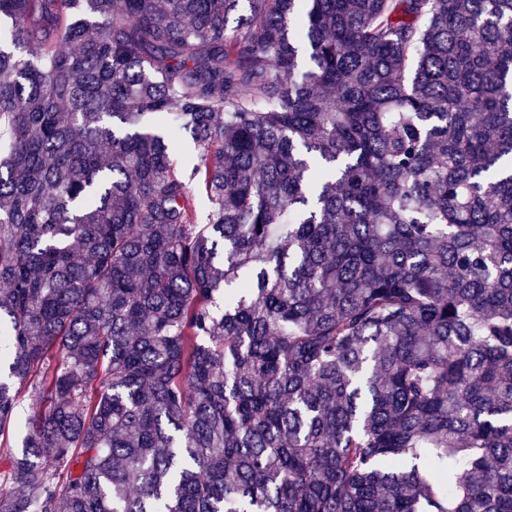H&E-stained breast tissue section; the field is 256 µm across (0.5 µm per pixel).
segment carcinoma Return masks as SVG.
Instances as JSON below:
<instances>
[{
	"instance_id": "carcinoma-1",
	"label": "carcinoma",
	"mask_w": 512,
	"mask_h": 512,
	"mask_svg": "<svg viewBox=\"0 0 512 512\" xmlns=\"http://www.w3.org/2000/svg\"><path fill=\"white\" fill-rule=\"evenodd\" d=\"M0 359V512H512V0H0Z\"/></svg>"
}]
</instances>
